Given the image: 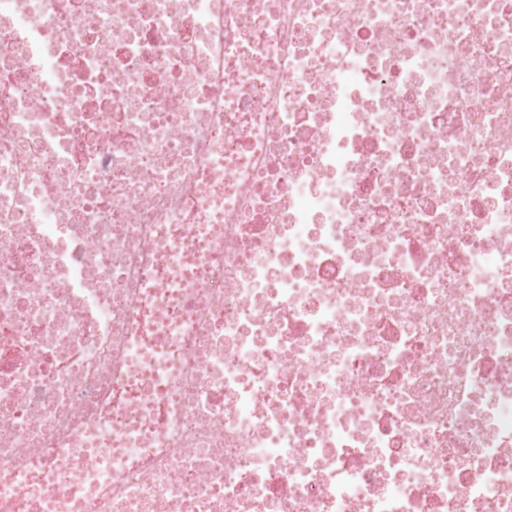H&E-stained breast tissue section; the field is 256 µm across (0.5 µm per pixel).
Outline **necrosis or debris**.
I'll return each mask as SVG.
<instances>
[{"label": "necrosis or debris", "instance_id": "1", "mask_svg": "<svg viewBox=\"0 0 512 512\" xmlns=\"http://www.w3.org/2000/svg\"><path fill=\"white\" fill-rule=\"evenodd\" d=\"M0 512H512V0H0Z\"/></svg>", "mask_w": 512, "mask_h": 512}]
</instances>
